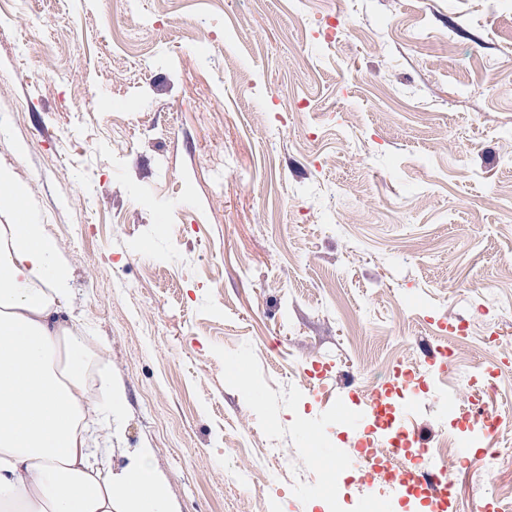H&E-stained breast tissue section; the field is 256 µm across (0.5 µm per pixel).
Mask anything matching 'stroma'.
Segmentation results:
<instances>
[{"label": "stroma", "instance_id": "1", "mask_svg": "<svg viewBox=\"0 0 512 512\" xmlns=\"http://www.w3.org/2000/svg\"><path fill=\"white\" fill-rule=\"evenodd\" d=\"M0 165L71 266L96 398L124 388L113 470L150 449L177 512H421L332 412L388 382L448 481L501 485L512 0H0Z\"/></svg>", "mask_w": 512, "mask_h": 512}]
</instances>
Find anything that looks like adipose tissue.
Segmentation results:
<instances>
[{"mask_svg":"<svg viewBox=\"0 0 512 512\" xmlns=\"http://www.w3.org/2000/svg\"><path fill=\"white\" fill-rule=\"evenodd\" d=\"M24 186L0 167V512H174L147 454L112 470V409L93 403L97 358L74 307L70 265L23 220Z\"/></svg>","mask_w":512,"mask_h":512,"instance_id":"1","label":"adipose tissue"}]
</instances>
